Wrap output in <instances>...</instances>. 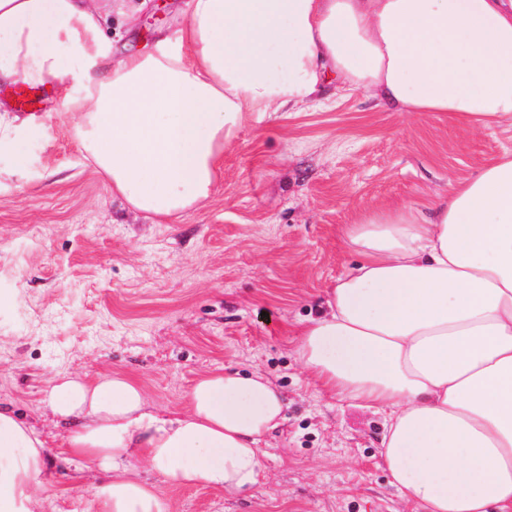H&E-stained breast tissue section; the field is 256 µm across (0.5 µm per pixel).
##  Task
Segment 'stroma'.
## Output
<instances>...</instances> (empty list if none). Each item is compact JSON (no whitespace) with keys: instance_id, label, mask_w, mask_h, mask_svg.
<instances>
[{"instance_id":"35a3bbf8","label":"stroma","mask_w":512,"mask_h":512,"mask_svg":"<svg viewBox=\"0 0 512 512\" xmlns=\"http://www.w3.org/2000/svg\"><path fill=\"white\" fill-rule=\"evenodd\" d=\"M101 3L120 51L188 19L186 0H146L132 24ZM0 104V119L39 118L25 168L0 148V406L47 440L44 512H96L106 479L88 460L58 468L55 378L126 373L172 415L221 366L261 371L285 399L261 446L266 481L246 499L164 485L168 512H407L378 455L383 415L316 386L296 333L360 262L344 241L360 212L435 200L512 150V125L465 129L364 96L282 108L225 146L210 199L159 224L113 196L59 100L28 109L0 86Z\"/></svg>"}]
</instances>
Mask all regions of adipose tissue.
Segmentation results:
<instances>
[{
	"label": "adipose tissue",
	"instance_id": "adipose-tissue-1",
	"mask_svg": "<svg viewBox=\"0 0 512 512\" xmlns=\"http://www.w3.org/2000/svg\"><path fill=\"white\" fill-rule=\"evenodd\" d=\"M177 42L115 52L98 0H0V85L78 115L113 194L160 218L217 189L247 120L321 101L328 83L467 128L512 120V0H188ZM364 261L339 278L298 352L326 392L387 419L379 455L423 512H512V151L424 206L364 210ZM72 458L109 472L99 512H167L172 487L229 495L266 479L260 445L284 401L263 374L219 367L185 409L155 412L124 373L53 382ZM40 434L0 408V512H33Z\"/></svg>",
	"mask_w": 512,
	"mask_h": 512
}]
</instances>
